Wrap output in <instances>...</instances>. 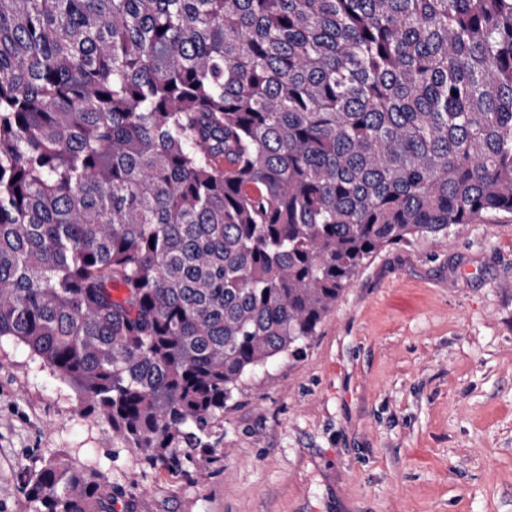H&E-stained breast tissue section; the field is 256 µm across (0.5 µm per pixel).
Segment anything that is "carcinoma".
Returning <instances> with one entry per match:
<instances>
[{
    "label": "carcinoma",
    "mask_w": 512,
    "mask_h": 512,
    "mask_svg": "<svg viewBox=\"0 0 512 512\" xmlns=\"http://www.w3.org/2000/svg\"><path fill=\"white\" fill-rule=\"evenodd\" d=\"M512 214V0H0V339L143 463L304 353L365 262ZM34 512H115L93 465Z\"/></svg>",
    "instance_id": "obj_1"
}]
</instances>
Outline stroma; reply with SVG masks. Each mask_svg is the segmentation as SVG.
Segmentation results:
<instances>
[{"mask_svg": "<svg viewBox=\"0 0 512 512\" xmlns=\"http://www.w3.org/2000/svg\"><path fill=\"white\" fill-rule=\"evenodd\" d=\"M64 455L118 512H512V214L376 253L304 353L250 376L204 474L143 464L0 340V512Z\"/></svg>", "mask_w": 512, "mask_h": 512, "instance_id": "35a3bbf8", "label": "stroma"}]
</instances>
